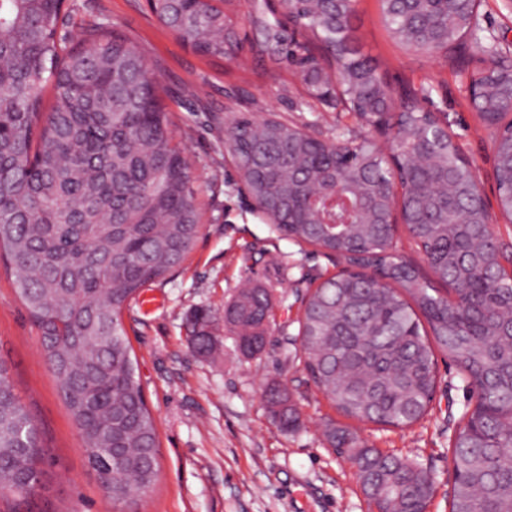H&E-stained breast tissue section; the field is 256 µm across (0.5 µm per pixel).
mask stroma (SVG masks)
<instances>
[{
	"instance_id": "35a3bbf8",
	"label": "stroma",
	"mask_w": 512,
	"mask_h": 512,
	"mask_svg": "<svg viewBox=\"0 0 512 512\" xmlns=\"http://www.w3.org/2000/svg\"><path fill=\"white\" fill-rule=\"evenodd\" d=\"M254 0H237V52L211 58L195 52L148 10L146 0H66L57 34L79 39L96 22L129 35L155 69L177 141L191 160L203 209L202 228L185 263L148 287L151 309L133 300L123 323L137 361V377L157 424L160 455L151 493L126 509L113 505L81 450L77 423L66 406L41 347L40 332L20 300L14 276L0 262V360L4 361L42 444L53 460L28 512H369L358 469L324 436L333 423L383 452L409 458L434 482L427 512H449L453 486L450 440L470 394L457 367L437 357V385L429 414L411 428L383 429L338 413L303 368L289 340L308 289L335 275L338 259L274 232L257 210L225 148L241 113L277 116L315 137L351 132L388 148L389 135L350 112L311 97L297 65L257 60L251 44ZM481 26L512 59V0H483ZM354 23L363 53L394 88H406L447 121L485 193L490 223L512 248V224L500 213L493 182V132L479 120L468 82L452 60L430 58L393 39L379 0H356ZM274 282L277 301L264 351L242 357L224 329V305L245 280ZM212 317L220 343L213 357L192 353L189 318ZM282 380L300 424L284 430L271 418L264 389Z\"/></svg>"
}]
</instances>
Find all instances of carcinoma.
I'll use <instances>...</instances> for the list:
<instances>
[{
	"instance_id": "1",
	"label": "carcinoma",
	"mask_w": 512,
	"mask_h": 512,
	"mask_svg": "<svg viewBox=\"0 0 512 512\" xmlns=\"http://www.w3.org/2000/svg\"><path fill=\"white\" fill-rule=\"evenodd\" d=\"M230 0H152L157 20L197 53L238 47ZM481 0H381L399 42L431 57L460 51L480 121L495 133L494 178L512 223V64L482 42ZM61 0H0V256L39 329L44 355L74 417L88 463L115 504L134 502L158 476L157 426L136 377L122 312L180 267L202 211L185 147L175 142L160 81L130 37L94 23L83 44L58 40ZM310 34L295 48L257 10V52L302 67L311 94L338 100L369 124L392 113V156L369 140H319L275 117H239L225 144L239 176L282 237L373 271L339 273L307 296L299 323L303 366L345 417L408 428L437 383L436 353L472 396L451 440L450 512H512V254L499 244L477 179L432 112L393 91L356 43L355 0H285ZM482 44V59L466 56ZM55 104L44 110L47 89ZM400 206L432 278L401 254L389 220ZM278 289L253 284L224 305V329L244 357L263 351ZM196 312L190 345L216 341ZM284 430L299 412L277 382L264 390ZM331 447L358 466L373 512H426L433 482L416 463L330 424ZM39 430L0 361V498L17 504L41 485Z\"/></svg>"
}]
</instances>
